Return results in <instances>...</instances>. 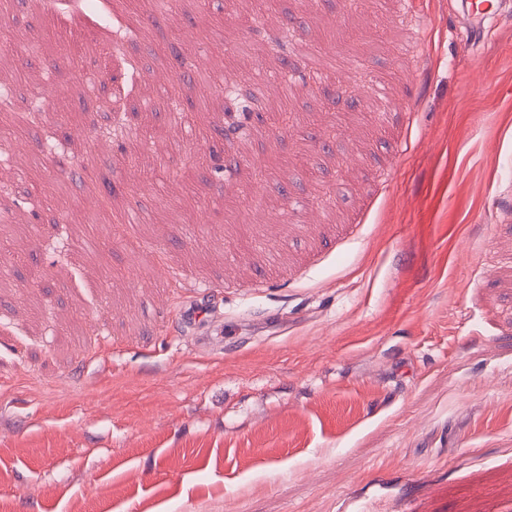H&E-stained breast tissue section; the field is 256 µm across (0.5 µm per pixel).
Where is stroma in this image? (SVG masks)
Segmentation results:
<instances>
[{
  "label": "stroma",
  "instance_id": "obj_1",
  "mask_svg": "<svg viewBox=\"0 0 512 512\" xmlns=\"http://www.w3.org/2000/svg\"><path fill=\"white\" fill-rule=\"evenodd\" d=\"M94 3L0 0L43 109L0 119V168L39 165L38 192L0 178V512H512V0H271L255 34L216 0ZM129 20L139 85L184 51L185 84L217 78L205 135L154 98L100 149L78 73L120 75ZM298 43L352 58L354 92ZM257 77L267 103L223 110Z\"/></svg>",
  "mask_w": 512,
  "mask_h": 512
}]
</instances>
